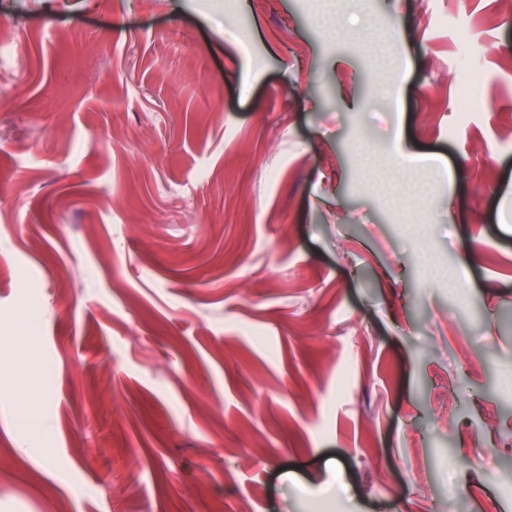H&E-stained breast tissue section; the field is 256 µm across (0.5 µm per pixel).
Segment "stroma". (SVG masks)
I'll list each match as a JSON object with an SVG mask.
<instances>
[{"label":"stroma","mask_w":512,"mask_h":512,"mask_svg":"<svg viewBox=\"0 0 512 512\" xmlns=\"http://www.w3.org/2000/svg\"><path fill=\"white\" fill-rule=\"evenodd\" d=\"M31 311L0 512H512V0H0ZM34 336H27V343L22 346L11 361L12 366L2 371V375L20 377L25 384L27 400L19 416L18 424L31 434L42 431L44 422L36 405L39 386V367L31 357Z\"/></svg>","instance_id":"stroma-1"}]
</instances>
